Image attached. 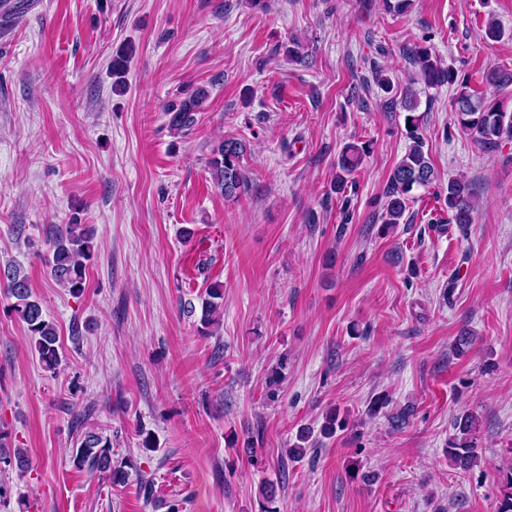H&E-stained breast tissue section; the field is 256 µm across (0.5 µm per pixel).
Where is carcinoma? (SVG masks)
Segmentation results:
<instances>
[{
    "instance_id": "cac0c4a2",
    "label": "carcinoma",
    "mask_w": 512,
    "mask_h": 512,
    "mask_svg": "<svg viewBox=\"0 0 512 512\" xmlns=\"http://www.w3.org/2000/svg\"><path fill=\"white\" fill-rule=\"evenodd\" d=\"M132 55L128 49L112 59V76L116 77L114 89L125 88L123 77ZM408 57L416 75L410 77L400 92H394L390 78L381 68L372 71L376 84L391 94L386 101L390 112H403L405 137L409 141L406 152L392 168L388 178V188L384 194V203L380 219L384 233H389L401 223L407 211L411 193L417 188H430L437 182V171L429 152L425 150V141L421 133L424 116L417 113L420 105L419 90L421 83L427 89H438L445 85L454 88L451 100L452 112L458 125L470 132L482 147L493 148L505 138H512V112L506 111L499 104L485 98L483 92L475 90L465 75L442 64L426 46L410 49ZM481 83L493 90H504L512 86V70L501 67L490 68L481 76ZM206 96L200 88L194 90L187 98L167 110L168 125L171 131L180 134L195 123L196 111ZM370 145L364 142L345 144L336 163V180L333 192L345 189L348 176L352 175L369 154ZM247 151L245 142L238 139H224L211 151L209 167L216 187L226 199H236L246 189L247 177L242 167V158ZM448 207L449 221L453 224L467 225L473 223V215L478 207L477 195L472 184L466 179L452 178L444 196ZM93 252V232L84 224L73 222L56 231L51 239L50 254L46 260L49 277L58 285L68 289L74 295H81L87 288L86 268ZM0 281L3 282L7 295L13 299L9 305L14 314L26 325L31 344L42 368L55 372L62 358V347L56 325L47 318L42 303L33 294L28 277L15 266L0 268ZM224 285L213 282L206 288L200 306L192 302L181 304L182 313L189 318L198 319V329L207 333L219 324L223 310ZM288 359L282 358L268 372L266 377L267 395L278 396L283 371ZM347 419L339 417L332 411L326 415L320 435L330 438L338 429H344ZM479 419L473 414L465 415L454 424L456 433L448 442V458L455 468L464 472L471 470L477 463L476 434ZM297 442L288 449V456L298 459L311 449V430L301 428L296 435ZM70 460L80 470L95 475L108 477L112 483L125 482L128 472L112 465V438L94 430L80 432L77 446ZM0 464L15 467L20 471L29 466L27 452L22 448L13 451L0 450Z\"/></svg>"
}]
</instances>
